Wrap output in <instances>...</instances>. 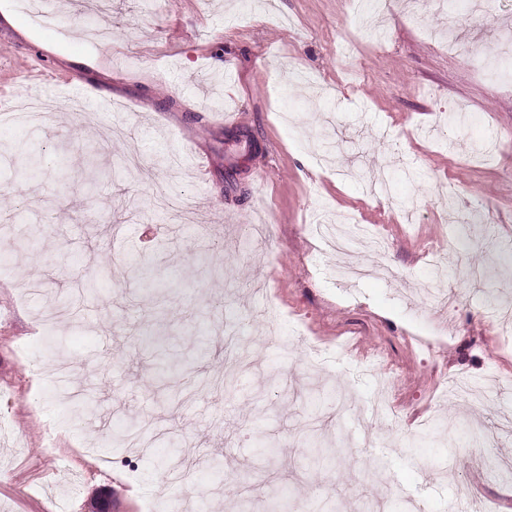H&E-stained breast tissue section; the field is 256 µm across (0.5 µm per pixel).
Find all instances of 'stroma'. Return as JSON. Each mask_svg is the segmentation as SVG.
<instances>
[{"mask_svg":"<svg viewBox=\"0 0 512 512\" xmlns=\"http://www.w3.org/2000/svg\"><path fill=\"white\" fill-rule=\"evenodd\" d=\"M26 3L0 0V215L41 234L0 233V512H190L175 455L205 512H266L274 486L288 512H512V333L490 323L512 318V0H40L44 23ZM336 213L369 230L340 253L306 230ZM137 252L179 293L102 280ZM127 429L142 446L109 445Z\"/></svg>","mask_w":512,"mask_h":512,"instance_id":"stroma-1","label":"stroma"}]
</instances>
